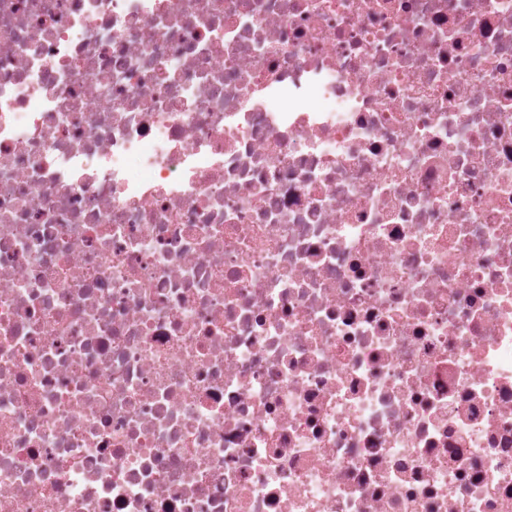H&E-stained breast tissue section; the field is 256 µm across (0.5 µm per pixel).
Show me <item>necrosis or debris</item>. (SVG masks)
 Returning a JSON list of instances; mask_svg holds the SVG:
<instances>
[{
  "label": "necrosis or debris",
  "instance_id": "1",
  "mask_svg": "<svg viewBox=\"0 0 512 512\" xmlns=\"http://www.w3.org/2000/svg\"><path fill=\"white\" fill-rule=\"evenodd\" d=\"M0 512H512V0H0Z\"/></svg>",
  "mask_w": 512,
  "mask_h": 512
}]
</instances>
